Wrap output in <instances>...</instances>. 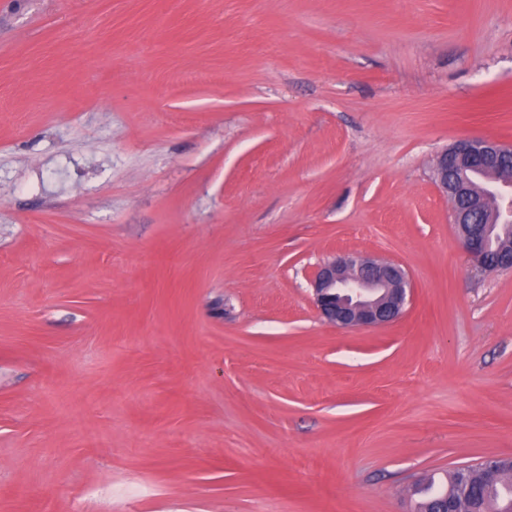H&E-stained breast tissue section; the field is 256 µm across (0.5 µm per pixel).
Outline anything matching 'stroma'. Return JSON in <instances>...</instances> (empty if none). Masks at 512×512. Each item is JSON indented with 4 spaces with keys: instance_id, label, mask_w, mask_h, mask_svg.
Wrapping results in <instances>:
<instances>
[{
    "instance_id": "stroma-1",
    "label": "stroma",
    "mask_w": 512,
    "mask_h": 512,
    "mask_svg": "<svg viewBox=\"0 0 512 512\" xmlns=\"http://www.w3.org/2000/svg\"><path fill=\"white\" fill-rule=\"evenodd\" d=\"M465 137L512 143V0H0V512H412L512 458ZM342 250L398 321L319 316ZM319 315L340 328H368L396 322L411 301L408 272L393 261L341 251L321 263L311 280Z\"/></svg>"
}]
</instances>
